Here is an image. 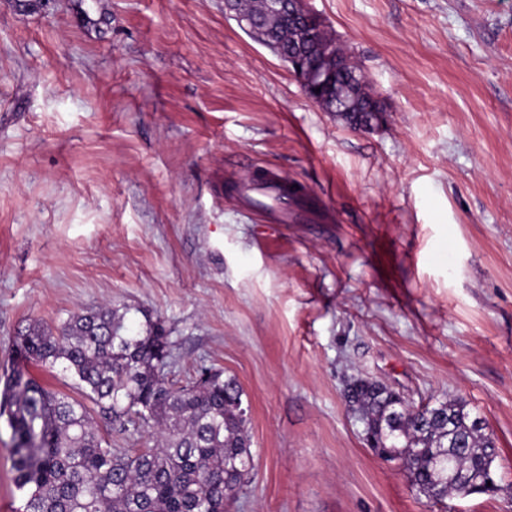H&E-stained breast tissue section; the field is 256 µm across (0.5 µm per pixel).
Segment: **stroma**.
I'll list each match as a JSON object with an SVG mask.
<instances>
[{
	"label": "stroma",
	"instance_id": "1",
	"mask_svg": "<svg viewBox=\"0 0 512 512\" xmlns=\"http://www.w3.org/2000/svg\"><path fill=\"white\" fill-rule=\"evenodd\" d=\"M385 106L308 99L224 0H0V370L18 328L160 318L171 379L235 377L253 469L226 512H512V0H310ZM306 187L268 224L241 184ZM356 377L464 402L494 493L437 505L368 448ZM0 420V512H17ZM270 184L276 189L279 203L269 215L274 224H288L290 222H303L310 224L316 218L300 205L302 200L299 193L288 190V185L283 187L275 176L270 179Z\"/></svg>",
	"mask_w": 512,
	"mask_h": 512
}]
</instances>
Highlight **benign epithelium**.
Segmentation results:
<instances>
[{
	"label": "benign epithelium",
	"instance_id": "7a95c632",
	"mask_svg": "<svg viewBox=\"0 0 512 512\" xmlns=\"http://www.w3.org/2000/svg\"><path fill=\"white\" fill-rule=\"evenodd\" d=\"M308 2L309 0H265L264 2L265 15H274L286 9L288 14L297 19V28L292 31L290 42L298 46L299 51L282 55L280 59L288 64L289 69L298 79L304 95L320 106L325 104V100L333 98L336 102V110L348 111L352 107L354 92L365 91V94L360 96L357 108L364 113L359 126L369 128L384 108L377 97L367 92L364 72L350 62L347 54L336 52L335 40L328 34L324 19L308 5ZM237 4L238 0H224V8L235 12L238 24L248 34L269 48H276L272 28L252 25L239 11ZM320 44L328 46V49L318 62L311 65L306 61L307 49ZM318 87L322 88L319 93L316 92ZM489 486L496 487L494 471L490 468L484 470L477 479L469 475L459 478V487L467 495L483 491Z\"/></svg>",
	"mask_w": 512,
	"mask_h": 512
}]
</instances>
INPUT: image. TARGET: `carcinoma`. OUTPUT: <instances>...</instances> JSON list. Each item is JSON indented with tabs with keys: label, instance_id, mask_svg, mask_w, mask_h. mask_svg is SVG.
I'll return each mask as SVG.
<instances>
[{
	"label": "carcinoma",
	"instance_id": "obj_1",
	"mask_svg": "<svg viewBox=\"0 0 512 512\" xmlns=\"http://www.w3.org/2000/svg\"><path fill=\"white\" fill-rule=\"evenodd\" d=\"M129 313L107 306L55 328L33 321L17 330L19 358L59 367L81 394L48 389L20 367L3 372L0 418L24 491L19 512H224L248 482L252 453L236 378L205 369L184 384L170 379L162 321L145 313L137 322ZM358 382L346 403L361 432L428 500L458 494L455 473L473 474L498 457L464 403L440 401L391 420L392 394ZM100 418L132 435L155 430L157 442L114 448Z\"/></svg>",
	"mask_w": 512,
	"mask_h": 512
}]
</instances>
